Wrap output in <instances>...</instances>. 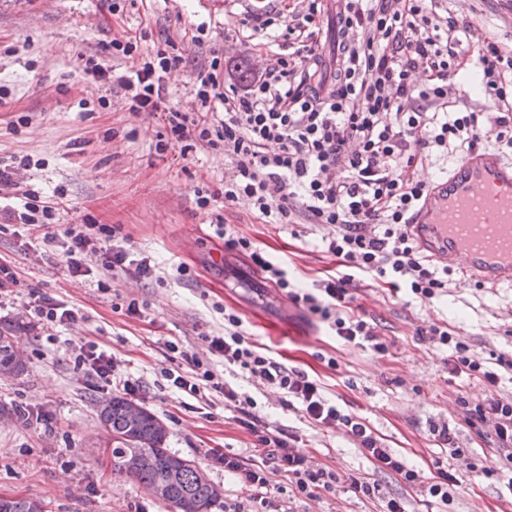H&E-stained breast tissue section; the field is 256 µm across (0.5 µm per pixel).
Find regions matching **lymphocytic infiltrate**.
<instances>
[{"instance_id":"obj_1","label":"lymphocytic infiltrate","mask_w":512,"mask_h":512,"mask_svg":"<svg viewBox=\"0 0 512 512\" xmlns=\"http://www.w3.org/2000/svg\"><path fill=\"white\" fill-rule=\"evenodd\" d=\"M433 14L430 0H347L340 17L353 40L338 42L343 64L326 79L310 66L318 56L321 5L297 0L281 32L289 53L230 95L222 91L219 64L200 69L192 84L201 111L195 118L165 102V77L179 63L165 51L146 54L119 74L91 62L85 71L123 88L129 112L163 113L169 141L181 154L201 143L223 148L230 163L224 172L225 204L248 200L268 224L304 217L331 226L323 244L336 267L308 288L299 287L283 266L230 225L217 224L215 234L225 250L248 258L264 279L292 303L305 306L334 336L384 355L389 341L353 305L359 283L378 280L391 293L403 291L424 303L433 302L448 285L447 269L426 259L408 232L407 223L428 188L410 176V168L434 147L470 150L492 136L512 148V55L493 42L469 43L470 22L450 17L440 25ZM460 45L466 46L485 93L502 103V111L459 112L449 102L448 83L461 70ZM64 197L60 189L50 196L23 190L10 217L54 244L70 275H90L88 256L96 252L105 271L152 278L150 260L135 258L121 225L70 224L53 230L51 221ZM24 308L50 330L78 320L77 311L38 287L30 288ZM416 334L449 348L450 373L468 375L484 387L483 397L460 401L465 425L478 436L491 437L497 448L495 457L475 470L505 481L512 491V396L498 391L499 371L511 370L512 359L498 356L499 368L493 371L466 342L440 326L421 327ZM203 342L196 352L164 341V348L182 362L166 372L175 391L216 395L226 406H236L239 394L218 371L222 365L233 367L254 385L285 394L311 425L348 437L377 469L394 472L407 485L443 502L449 486L458 485L447 471L426 481L407 468L360 416L325 397L319 379L264 352L235 310L224 311L223 335L204 336ZM75 364L107 388L127 394L138 390L98 343L80 345ZM241 424L255 438L259 462L217 450L209 455L248 493L245 505L234 512H278L269 494L271 478L278 474L309 499L335 491L340 482L355 496L374 495V484L364 478L350 474L342 480L335 471L314 465L301 438L255 418H242Z\"/></svg>"}]
</instances>
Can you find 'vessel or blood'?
I'll list each match as a JSON object with an SVG mask.
<instances>
[{
    "mask_svg": "<svg viewBox=\"0 0 512 512\" xmlns=\"http://www.w3.org/2000/svg\"><path fill=\"white\" fill-rule=\"evenodd\" d=\"M408 230L427 259L512 287V161L487 148L464 153L430 184Z\"/></svg>",
    "mask_w": 512,
    "mask_h": 512,
    "instance_id": "b4317fda",
    "label": "vessel or blood"
}]
</instances>
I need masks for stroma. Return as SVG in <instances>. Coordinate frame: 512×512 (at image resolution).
<instances>
[{
    "mask_svg": "<svg viewBox=\"0 0 512 512\" xmlns=\"http://www.w3.org/2000/svg\"><path fill=\"white\" fill-rule=\"evenodd\" d=\"M436 4L439 18L471 22L473 40L512 51V0ZM283 9L280 2L267 7L265 0H0V159L33 160V167L19 171L18 186L46 194L64 189L57 223L121 225L133 250L156 266L152 280L105 273L96 261L91 276H72L52 245L8 219L18 187L0 189V261L18 279L0 298V326L17 328L27 365L22 375L0 376V405L20 404L35 415L27 425L0 420V495L41 500L47 512H170L112 472L96 411L108 394L74 368L77 345L91 340L138 381L137 401L165 424L167 448L201 465L220 492L217 512L245 500V490L206 457L211 448L251 457L253 438L235 409L219 397L208 403L176 393L164 376L170 362L163 340L203 349L202 335H222V309L228 306L242 314L254 341L277 360L320 378L325 396L362 417L407 467L427 477L444 469L462 481L450 488L448 502L423 497L398 475L376 469L348 437L310 425L286 406L283 394L225 370V379L253 398L254 414L301 437L316 464L360 474L377 487L371 499L341 489L316 499L280 494L292 512H379L390 498L402 499L408 512H512L503 482L465 468L495 453L461 426L459 397L482 396V385L449 373L445 348L416 334L432 324L448 327L496 368L499 354L512 353V288H486L454 270L445 292L426 304L392 296L384 287L362 288L356 303L390 341V352L381 356L341 344L247 258L226 251L212 229L219 219L234 225L308 285L333 263L323 251L327 227L266 224L249 202L213 200L224 185L223 151L204 146L181 156L167 144L160 113L132 115L124 89L84 71L90 58L107 69L124 67L127 59L112 42L139 36L140 50L180 57L167 81V102L193 113L194 70L216 59L233 72L254 64L258 54L280 53L268 34L243 21ZM202 196L210 197L208 207L198 206ZM179 263L188 267L187 275L178 276ZM32 286L76 309L81 321L57 328L52 341L28 329L23 303ZM120 295L144 304L143 317L114 311ZM330 357L335 367H328ZM446 426L455 430L467 461L449 456L437 435Z\"/></svg>",
    "mask_w": 512,
    "mask_h": 512,
    "instance_id": "stroma-1",
    "label": "stroma"
}]
</instances>
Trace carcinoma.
Masks as SVG:
<instances>
[{
    "instance_id": "obj_1",
    "label": "carcinoma",
    "mask_w": 512,
    "mask_h": 512,
    "mask_svg": "<svg viewBox=\"0 0 512 512\" xmlns=\"http://www.w3.org/2000/svg\"><path fill=\"white\" fill-rule=\"evenodd\" d=\"M15 329L0 330V369L12 376L26 370L18 346ZM131 401L114 396L99 407V424L108 435L112 471L133 480L148 492L158 485L166 486L163 503L172 512H212L219 500L217 488L193 459L179 455L166 447L167 430L159 426L160 419L146 408L138 418L130 420ZM145 459L133 467L129 459ZM0 512H45V505L28 497L0 496Z\"/></svg>"
}]
</instances>
